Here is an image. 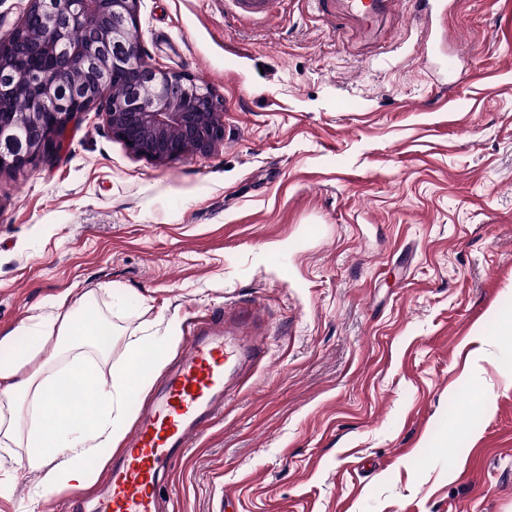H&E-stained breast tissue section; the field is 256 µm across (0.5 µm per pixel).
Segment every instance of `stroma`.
Here are the masks:
<instances>
[{"label": "stroma", "mask_w": 512, "mask_h": 512, "mask_svg": "<svg viewBox=\"0 0 512 512\" xmlns=\"http://www.w3.org/2000/svg\"><path fill=\"white\" fill-rule=\"evenodd\" d=\"M403 0L363 45L305 0H140L150 63L224 103L211 152L135 156L97 112L0 172V337L87 298L116 337L253 303L262 362L165 512H512V0H456L439 74ZM1 448L0 512H58ZM233 16L241 22L271 21L278 16L280 0H231Z\"/></svg>", "instance_id": "35a3bbf8"}]
</instances>
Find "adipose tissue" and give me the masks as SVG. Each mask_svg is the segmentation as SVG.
<instances>
[{
    "label": "adipose tissue",
    "mask_w": 512,
    "mask_h": 512,
    "mask_svg": "<svg viewBox=\"0 0 512 512\" xmlns=\"http://www.w3.org/2000/svg\"><path fill=\"white\" fill-rule=\"evenodd\" d=\"M54 336L60 344L46 350ZM112 342L106 318L78 321L66 315L38 318L0 345L9 353L0 358V444L23 447L27 466L44 470L48 488L93 482L89 461L107 460L118 447L128 398L147 389L165 359L164 342L145 349L129 343L125 364L106 381L96 360L111 354ZM39 357L46 373L21 376Z\"/></svg>",
    "instance_id": "adipose-tissue-1"
}]
</instances>
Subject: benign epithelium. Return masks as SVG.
I'll return each mask as SVG.
<instances>
[{
    "instance_id": "obj_1",
    "label": "benign epithelium",
    "mask_w": 512,
    "mask_h": 512,
    "mask_svg": "<svg viewBox=\"0 0 512 512\" xmlns=\"http://www.w3.org/2000/svg\"><path fill=\"white\" fill-rule=\"evenodd\" d=\"M40 17L37 31L15 25L0 41V171L20 169L57 152L69 125L101 99V115L137 156L165 162L206 154L222 139L223 100L194 77L151 65L143 49L123 33L137 25L139 0H30ZM63 57L74 75L91 72L95 86L64 82L53 65ZM151 87L110 96L118 73ZM57 111L46 121L41 106Z\"/></svg>"
}]
</instances>
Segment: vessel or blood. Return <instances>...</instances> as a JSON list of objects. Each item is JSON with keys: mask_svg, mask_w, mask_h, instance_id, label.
<instances>
[{"mask_svg": "<svg viewBox=\"0 0 512 512\" xmlns=\"http://www.w3.org/2000/svg\"><path fill=\"white\" fill-rule=\"evenodd\" d=\"M242 22L277 17L279 0H232ZM329 23L352 24L363 41H372L381 22L395 16L399 0H314ZM448 0H426L415 20L426 31L447 17ZM236 314L226 315L214 333L190 336L178 364L169 373L149 409L142 412L125 454L114 461L105 491L71 505L69 512H159L167 473L199 437L203 425L222 413L231 380L239 379L255 348Z\"/></svg>", "mask_w": 512, "mask_h": 512, "instance_id": "b4317fda", "label": "vessel or blood"}]
</instances>
